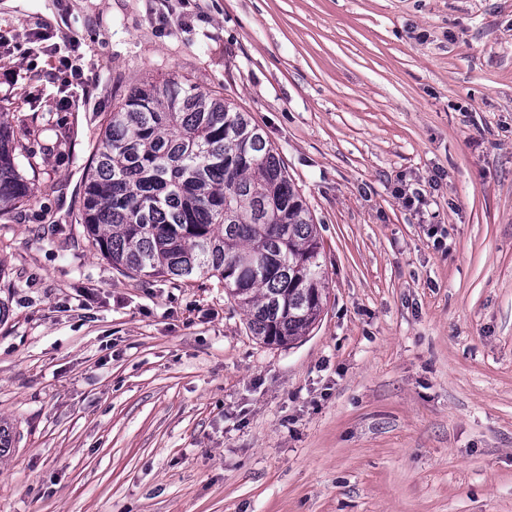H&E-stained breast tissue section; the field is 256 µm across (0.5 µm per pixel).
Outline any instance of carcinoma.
<instances>
[{
	"label": "carcinoma",
	"instance_id": "carcinoma-1",
	"mask_svg": "<svg viewBox=\"0 0 512 512\" xmlns=\"http://www.w3.org/2000/svg\"><path fill=\"white\" fill-rule=\"evenodd\" d=\"M0 121V219L34 198ZM80 223L127 275L217 278L264 345L308 335L326 299L313 215L246 112L172 75L128 88L84 180Z\"/></svg>",
	"mask_w": 512,
	"mask_h": 512
}]
</instances>
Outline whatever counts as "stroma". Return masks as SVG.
Listing matches in <instances>:
<instances>
[{"instance_id": "35a3bbf8", "label": "stroma", "mask_w": 512, "mask_h": 512, "mask_svg": "<svg viewBox=\"0 0 512 512\" xmlns=\"http://www.w3.org/2000/svg\"><path fill=\"white\" fill-rule=\"evenodd\" d=\"M0 43L36 192L0 222V512H512V0H14ZM173 74L250 113L316 217L293 346L79 221L106 115Z\"/></svg>"}]
</instances>
